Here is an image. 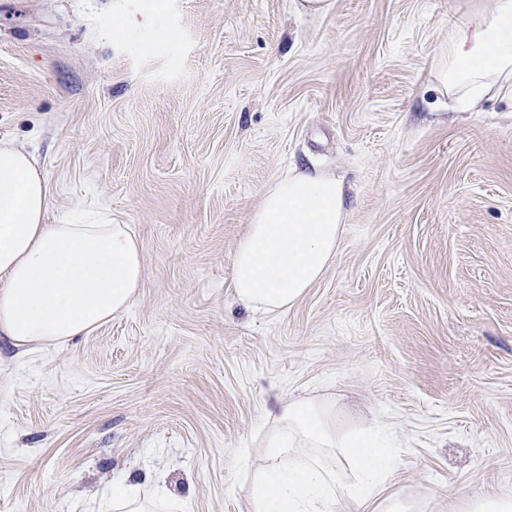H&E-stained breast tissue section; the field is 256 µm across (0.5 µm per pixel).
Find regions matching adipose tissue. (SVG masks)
Here are the masks:
<instances>
[{
  "mask_svg": "<svg viewBox=\"0 0 512 512\" xmlns=\"http://www.w3.org/2000/svg\"><path fill=\"white\" fill-rule=\"evenodd\" d=\"M434 79L460 109L512 95V0L473 9L448 39ZM343 180L297 171L275 179L233 255L236 301L267 315L297 302L336 257L345 215ZM50 187L31 153L0 144V341L18 353L64 344L126 311L143 280L130 225L103 214L82 224L47 221ZM393 436L346 433L331 402H281L251 476V512H425L391 485ZM358 474L346 479L347 468ZM160 477L122 476L98 512H184Z\"/></svg>",
  "mask_w": 512,
  "mask_h": 512,
  "instance_id": "1",
  "label": "adipose tissue"
}]
</instances>
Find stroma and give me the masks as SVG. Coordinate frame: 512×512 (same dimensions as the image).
I'll list each match as a JSON object with an SVG mask.
<instances>
[{"instance_id": "stroma-1", "label": "stroma", "mask_w": 512, "mask_h": 512, "mask_svg": "<svg viewBox=\"0 0 512 512\" xmlns=\"http://www.w3.org/2000/svg\"><path fill=\"white\" fill-rule=\"evenodd\" d=\"M475 1L0 0V141L52 215H111L143 251L126 312L0 350V512H80L148 467L188 512H250L240 459L284 400L385 425L432 512L512 495V99L449 107L432 75ZM304 168L350 186L336 259L264 316L232 257Z\"/></svg>"}]
</instances>
